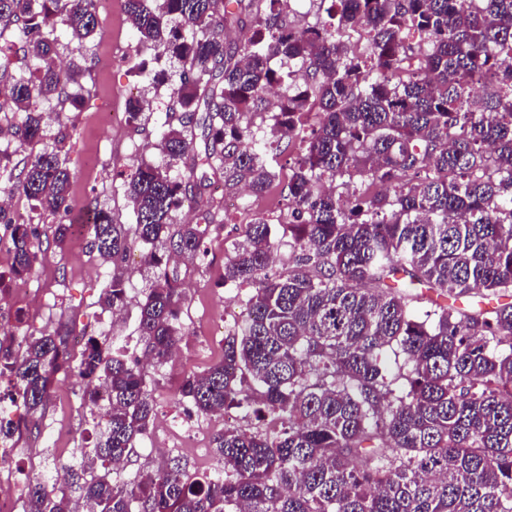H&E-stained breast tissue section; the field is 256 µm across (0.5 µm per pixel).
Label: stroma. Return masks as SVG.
Here are the masks:
<instances>
[{
  "label": "stroma",
  "mask_w": 512,
  "mask_h": 512,
  "mask_svg": "<svg viewBox=\"0 0 512 512\" xmlns=\"http://www.w3.org/2000/svg\"><path fill=\"white\" fill-rule=\"evenodd\" d=\"M99 16L101 32L94 40L95 63L91 71L80 77L89 93L81 110L70 115L75 131L65 146L73 174L72 209L67 220L82 221L88 206L97 200L111 212L115 223L130 225L134 217L123 182L137 159L160 162L161 155L154 147L155 130L164 119L165 107L155 105L144 133L135 131L126 121L103 127L102 113L125 112L128 88L140 80L135 66L149 60L151 53L135 38L122 0H112L111 8L100 9ZM287 181L288 176L283 173L261 194L252 195L241 189L228 193L224 190V176L217 171L210 174L209 185L202 190L197 203L181 210L179 221L183 224L204 223L206 215L218 209L224 210L225 217L221 226L209 227L204 246L191 264H184L178 256L168 264L184 288L180 308L185 332L182 347L189 352L190 359L183 367L170 364L159 370L149 369L158 424L137 443L126 460L121 473L124 481L137 482L175 461L191 474L220 472L221 463L212 444L215 434L224 428L218 416L204 417L202 429L185 434L178 448L167 452L160 449L165 439L159 424L181 421L190 411V404L179 395L184 371L200 372L217 362L224 351L225 335L242 319L246 291L225 284L224 264L232 254L234 242L242 239L246 225L259 216L273 219L272 237L279 262L287 264L292 239L287 227L276 222L284 207ZM228 200L234 201L233 210H225L224 203ZM54 224V217L46 218L43 239L46 266L30 279L31 287L51 292V304L35 308L16 330V340L40 335L62 324L86 337L116 338L129 356L142 357L144 346L137 333L136 318L138 304L151 283L153 271L145 265L141 248H132L127 257L129 278L124 319L112 326L107 322L108 312L100 305L105 287L103 274L110 271V264L90 254L85 241L71 239L64 246H56ZM99 420V413L85 404L81 384L73 379L61 382L45 412L29 417L30 432L13 436L18 464L42 472L57 461L80 462L83 454L92 452L98 440Z\"/></svg>",
  "instance_id": "1"
}]
</instances>
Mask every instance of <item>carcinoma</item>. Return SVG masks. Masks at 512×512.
Wrapping results in <instances>:
<instances>
[{
	"label": "carcinoma",
	"mask_w": 512,
	"mask_h": 512,
	"mask_svg": "<svg viewBox=\"0 0 512 512\" xmlns=\"http://www.w3.org/2000/svg\"><path fill=\"white\" fill-rule=\"evenodd\" d=\"M311 2L316 21L301 24L293 0H123L139 43L181 73L159 126L164 162L140 160L125 180L134 224L97 206L88 222L89 251L112 263L103 309L125 307L133 246L157 269L137 330L162 367L184 336L167 262L205 237L179 211L210 170L262 192L278 165L269 139L313 117L289 167L288 268H270L269 220L246 225L224 263V284L251 289L244 319L179 388L198 415L241 408L260 426L214 437L215 475L175 462L128 484L113 464L149 433L155 403L123 347L91 336L73 352L63 325L19 350L0 339V375L30 415L71 373L105 383L87 395L105 407L93 456L69 486L29 480L22 512H75L72 493L82 512H512V0ZM97 27L96 0H0V174L39 218L71 209L62 144L85 96L74 74L89 67L60 57L88 62ZM162 86L128 99L132 123ZM0 224L13 254L0 283L22 279L40 225L2 211ZM477 291L484 302L455 306Z\"/></svg>",
	"instance_id": "1"
}]
</instances>
